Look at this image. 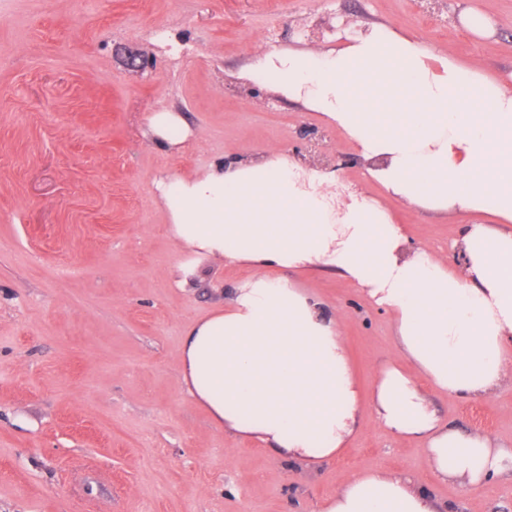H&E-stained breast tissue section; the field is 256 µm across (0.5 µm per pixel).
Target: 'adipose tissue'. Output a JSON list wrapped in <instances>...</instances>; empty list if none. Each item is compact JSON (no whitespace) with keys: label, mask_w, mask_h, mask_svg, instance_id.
I'll list each match as a JSON object with an SVG mask.
<instances>
[{"label":"adipose tissue","mask_w":512,"mask_h":512,"mask_svg":"<svg viewBox=\"0 0 512 512\" xmlns=\"http://www.w3.org/2000/svg\"><path fill=\"white\" fill-rule=\"evenodd\" d=\"M248 77L336 123L388 195L490 221L461 226L453 269L376 200L340 198L335 168L269 150L159 182L185 275L202 276L203 258L250 270L188 328V394L217 428L310 471L340 455L368 413L421 441L438 478L463 492L512 477V448L449 423L431 397L512 388V78L375 28L328 53L265 52ZM301 271L349 281L392 314L398 352L371 392L351 364L343 313L297 288ZM443 510L409 479L368 471L349 474L320 512Z\"/></svg>","instance_id":"1"}]
</instances>
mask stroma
I'll return each instance as SVG.
<instances>
[{
	"mask_svg": "<svg viewBox=\"0 0 512 512\" xmlns=\"http://www.w3.org/2000/svg\"><path fill=\"white\" fill-rule=\"evenodd\" d=\"M492 31L470 34L464 15ZM393 29L490 74L512 75V0H0V512H319L352 472L405 477L451 512H512V480L471 495L437 479L421 444L372 418L315 472L217 429L188 394L186 327L223 304L243 268L207 262L175 284L183 254L156 184L275 149L345 160L342 188L378 200L415 244L452 256L475 216L386 195L321 113L246 79L259 48L328 52ZM155 56L141 71L130 62ZM191 135L144 138L152 113ZM299 287L345 315L363 389L395 352L389 313L324 274ZM442 417L512 447V390L438 394Z\"/></svg>",
	"mask_w": 512,
	"mask_h": 512,
	"instance_id": "obj_1",
	"label": "stroma"
}]
</instances>
